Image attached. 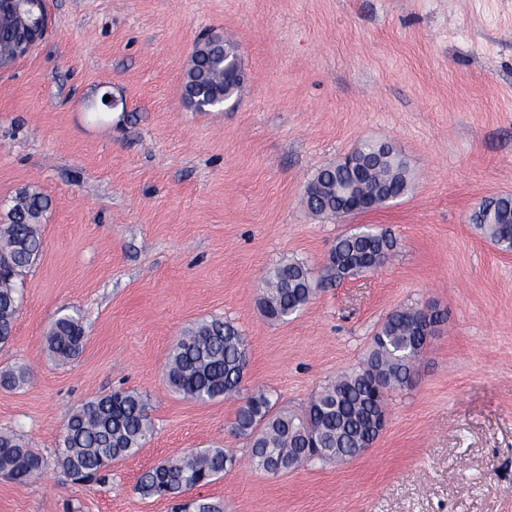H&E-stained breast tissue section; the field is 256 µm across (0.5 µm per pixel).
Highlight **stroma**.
Returning <instances> with one entry per match:
<instances>
[{"label":"stroma","instance_id":"1","mask_svg":"<svg viewBox=\"0 0 512 512\" xmlns=\"http://www.w3.org/2000/svg\"><path fill=\"white\" fill-rule=\"evenodd\" d=\"M44 38L0 71V218L32 187L49 200L0 370V430L40 453L42 478H0V512H173L139 476L218 446L236 466L201 489L224 512H512V253L470 221L512 195V0H45ZM239 49L242 81L222 109L182 99L197 39ZM368 139L398 146L409 191L340 220L311 214L307 182ZM369 225L397 239L377 271L321 291L288 321L258 305L286 260L320 271L337 237ZM435 305L446 319L388 424L345 462L256 471L233 430L239 400L173 392L167 353L220 318L247 341L244 392L301 411L357 366L383 318ZM79 316L82 353L46 336ZM155 425L101 482L55 463L69 414L115 389ZM85 329L79 318L63 315L55 321L48 336V350L58 360L77 357L84 346Z\"/></svg>","mask_w":512,"mask_h":512}]
</instances>
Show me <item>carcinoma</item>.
Returning <instances> with one entry per match:
<instances>
[{"label":"carcinoma","mask_w":512,"mask_h":512,"mask_svg":"<svg viewBox=\"0 0 512 512\" xmlns=\"http://www.w3.org/2000/svg\"><path fill=\"white\" fill-rule=\"evenodd\" d=\"M0 41L13 40L34 15L1 6ZM237 51L219 37L195 45L184 82L186 105L202 112L224 103L240 84ZM354 163H335L317 171L303 202L319 216L343 217L345 189L352 170L360 169L354 191L378 196L379 206L408 189L409 169L403 156H386L378 149L352 157ZM48 199L36 190H23L8 205V222L0 223V344L12 336L20 306L21 275L39 259L44 241L41 225ZM477 230L500 250L512 252V196L482 201L472 213ZM396 247L392 235L371 229L336 239L327 263L316 274L303 262L285 260L263 279L259 304L271 320L283 321L306 306L316 293L350 275L377 270ZM418 307L389 313L375 332L368 356L357 368L313 396L304 410L275 407L264 390L248 396L238 409L234 430L249 441L256 470L278 475L303 464L354 458L375 438L374 425L386 407V394L412 386L425 346ZM86 340L80 319L63 315L48 336V350L58 360L77 357ZM246 341L229 321L203 320L186 329L168 353L164 376L169 387L185 398L209 402L240 392L246 366ZM27 372H0L1 387H19ZM147 405L136 392L115 390L75 409L64 426L56 462L74 481L101 480L112 462L135 455L152 435ZM236 464L225 448L191 450L166 459L140 477L135 490L144 497L175 499L206 487ZM45 459L14 433H0V475L18 482L39 477ZM174 512H223L205 498L179 504Z\"/></svg>","instance_id":"1"}]
</instances>
